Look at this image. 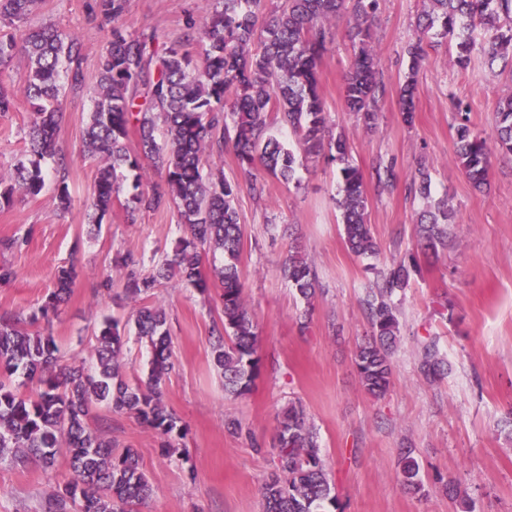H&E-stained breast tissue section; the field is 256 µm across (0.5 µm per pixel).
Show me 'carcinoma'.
<instances>
[{
  "label": "carcinoma",
  "instance_id": "obj_1",
  "mask_svg": "<svg viewBox=\"0 0 512 512\" xmlns=\"http://www.w3.org/2000/svg\"><path fill=\"white\" fill-rule=\"evenodd\" d=\"M127 2L96 0V7L115 22L125 14ZM205 2L203 22L187 19L169 43H159L155 31L132 36L113 27L90 78L77 36L52 26H28L38 0H0V25L25 29L19 40L12 33L0 34V72L8 70L18 54L27 58L18 84L32 115L26 160L0 174V207L10 204L16 193L38 195L51 176L58 208H70V161L56 149L64 118L60 94L66 87H88L93 108L83 152L100 162L87 213L90 230L100 231L119 197L117 171L141 169L139 157L127 147L134 128L141 155L157 159L165 179L133 195L130 202L153 212L175 207L187 232L173 254L149 271L131 252L114 260L124 271L126 297L137 304L136 335L151 351L143 378L131 382L125 374V322L103 320L89 352L90 371L65 359L51 331H29L57 316L69 300L77 277L72 264L58 270L57 288L27 315H0V457L10 453L18 464L34 463L47 471L54 467L59 448L66 447L69 456V475L47 501L45 512H136L152 496L137 451L114 452L112 439L91 427L89 419L104 404L133 415L158 434L184 436L163 400L173 369L168 314L149 300L162 282L173 278L208 293L212 282L201 270L205 247L224 255V264L214 269L222 284L224 320L212 329L213 364L224 377L226 394L239 397L251 390L259 373L258 334L238 268L244 230L234 201L243 183L256 200L269 192L268 182L254 173L257 162L277 180L294 179L296 155L270 133L274 124L288 127L307 153L323 151L336 164L345 245L357 256L376 254L365 175L350 161L344 134L330 132L319 65L332 28L348 16L354 57L344 80V106L366 127L375 125L378 102L386 92L371 45L379 0H282L268 13L265 0ZM428 2L417 20L416 39L408 45V72L399 88L408 124L414 121L419 63L427 49L455 43V63L462 68L477 50L490 65L512 56V0ZM161 126L166 137L160 144L156 132ZM455 133L459 164L480 189L488 181L491 142L512 153V96L498 104L493 138L474 132L466 112ZM228 143L235 150L241 182L224 178L221 168L204 171V155L220 156ZM47 157L54 162L50 171L42 167ZM374 173L380 190L393 186L392 165L380 162ZM451 221L444 198L420 214L416 234L423 254L436 256L448 247ZM282 271L303 299L315 296L316 273L298 246L289 247ZM417 271L413 255L392 262L377 272L376 292L365 299L372 334L358 347L355 364L361 387L375 398L384 396L392 381L391 354L400 333L392 297L408 287ZM420 373L428 381L445 374L433 339L422 347ZM16 378L35 386L33 392H20L13 386ZM273 447L277 470L262 487L266 512H329L336 507L318 438L301 404L293 403L283 412ZM400 476L409 492L423 490L419 463L409 450L401 452Z\"/></svg>",
  "mask_w": 512,
  "mask_h": 512
}]
</instances>
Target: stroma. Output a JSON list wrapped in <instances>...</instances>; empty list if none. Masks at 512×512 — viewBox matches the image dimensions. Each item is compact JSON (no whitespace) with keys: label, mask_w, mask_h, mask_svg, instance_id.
<instances>
[{"label":"stroma","mask_w":512,"mask_h":512,"mask_svg":"<svg viewBox=\"0 0 512 512\" xmlns=\"http://www.w3.org/2000/svg\"><path fill=\"white\" fill-rule=\"evenodd\" d=\"M92 0H40L33 24L53 23L83 44L84 67L95 74L113 26L138 34L157 31L175 39L187 18L201 19L199 0H128L118 23L89 9ZM426 0H379L372 44L387 85L376 126L366 130L346 112L344 78L353 47L338 22L320 63L333 132L343 133L353 163L371 171L392 163L397 185L377 193L367 186L368 222L377 243L373 256L358 257L343 241L336 206L335 166L323 155L298 152L290 183L270 180L255 201L248 189L235 200L244 227L240 269L245 299L259 336L260 373L250 392L231 398L211 361L212 328L224 317L220 286L203 295L173 279L155 300L170 314L174 369L164 400L184 428L183 437L160 436L133 416L97 406L91 426L116 449H136L153 486L140 512H264L262 486L277 462L278 421L289 403H301L320 443L336 495V512H460L443 486L455 482L473 512H512V155L493 151L488 185L476 189L455 156L459 109L472 128L491 135L499 101L512 95V70L487 65L474 54L468 68L455 63V48L429 50L418 75L413 124L404 123L398 88ZM65 119L56 141L70 157L71 207L60 211L53 185L35 197L18 195L0 208V314L29 311L55 286L59 266L75 264L78 279L63 313L50 329L67 356L85 357L102 317L128 319L134 305L124 296L116 253L143 256L146 266L172 253L184 229L175 210L128 208L133 175L120 171L122 191L100 233H89L86 210L97 160L81 156L92 110L88 91L66 92ZM31 114L24 100L0 115V172H9L25 150ZM430 176L431 197L447 198L453 238L438 257L422 256L415 224L426 200L409 194L420 171ZM315 269L319 286L302 299L281 275L290 243ZM416 255L420 270L394 296L400 336L392 355V384L376 399L359 384L355 352L371 327L362 301L376 270ZM109 269L112 290L97 274ZM434 338L448 371L430 383L418 371L420 347ZM236 419L242 434L225 423ZM411 447L424 492L407 493L400 482L399 453ZM68 474L59 451L54 470L21 467L0 458V512H43Z\"/></svg>","instance_id":"obj_1"}]
</instances>
